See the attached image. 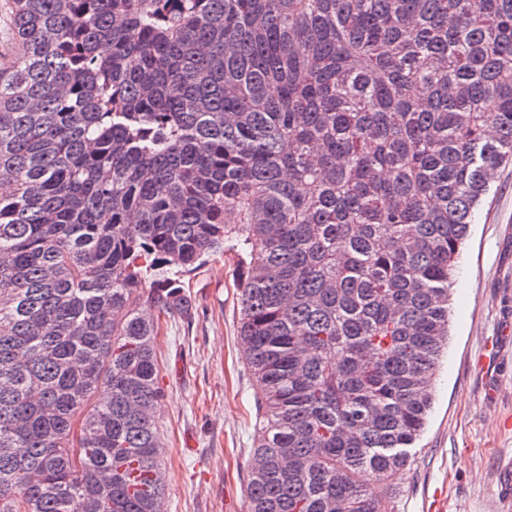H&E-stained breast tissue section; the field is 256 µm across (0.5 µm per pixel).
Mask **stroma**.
<instances>
[{
    "mask_svg": "<svg viewBox=\"0 0 512 512\" xmlns=\"http://www.w3.org/2000/svg\"><path fill=\"white\" fill-rule=\"evenodd\" d=\"M233 252L186 278L192 310L157 339L166 512H246L260 415L239 337ZM450 336L426 429L395 476V512H512V166L502 170L456 263Z\"/></svg>",
    "mask_w": 512,
    "mask_h": 512,
    "instance_id": "35a3bbf8",
    "label": "stroma"
}]
</instances>
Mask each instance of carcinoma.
<instances>
[{"mask_svg": "<svg viewBox=\"0 0 512 512\" xmlns=\"http://www.w3.org/2000/svg\"><path fill=\"white\" fill-rule=\"evenodd\" d=\"M0 512H160L158 317L237 255L247 512H394L474 210L512 165V0H7ZM21 46L13 38L9 17L5 9L0 11V55L2 59L15 57L20 53Z\"/></svg>", "mask_w": 512, "mask_h": 512, "instance_id": "cac0c4a2", "label": "carcinoma"}]
</instances>
